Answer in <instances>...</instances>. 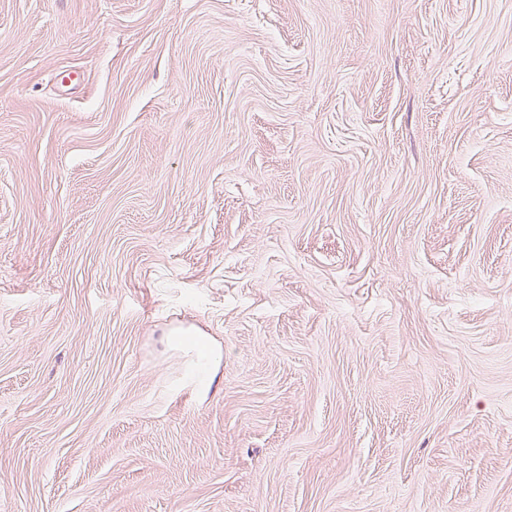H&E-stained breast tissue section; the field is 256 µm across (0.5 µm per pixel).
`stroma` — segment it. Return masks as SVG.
I'll return each instance as SVG.
<instances>
[{"label": "stroma", "mask_w": 512, "mask_h": 512, "mask_svg": "<svg viewBox=\"0 0 512 512\" xmlns=\"http://www.w3.org/2000/svg\"><path fill=\"white\" fill-rule=\"evenodd\" d=\"M0 512H512V0H0Z\"/></svg>", "instance_id": "35a3bbf8"}]
</instances>
